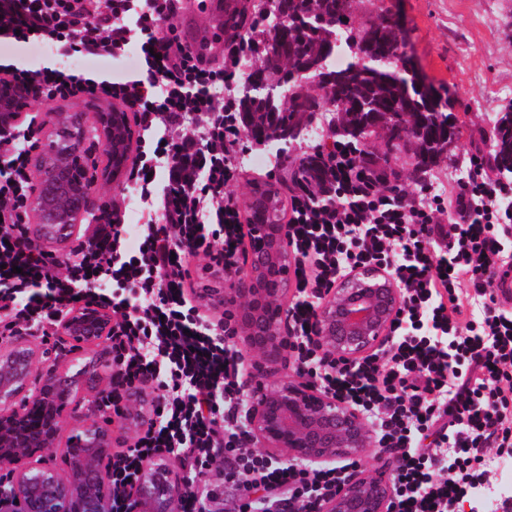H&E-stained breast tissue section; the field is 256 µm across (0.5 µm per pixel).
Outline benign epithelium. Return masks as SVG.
<instances>
[{
  "label": "benign epithelium",
  "mask_w": 512,
  "mask_h": 512,
  "mask_svg": "<svg viewBox=\"0 0 512 512\" xmlns=\"http://www.w3.org/2000/svg\"><path fill=\"white\" fill-rule=\"evenodd\" d=\"M34 87L0 81V130L19 124ZM93 112L97 135L88 127ZM32 158L34 184L28 203L25 243L46 249L65 245L95 212L106 210L97 186L123 185L134 130L127 113L103 102L46 113ZM107 163L99 165L93 144ZM247 219V271L226 273L223 286L205 288L200 299L232 317V331L252 384L246 395L247 422L258 448L292 462L316 464L352 459L356 473L322 506L321 512H393V463L373 447L372 428L361 412L312 385L305 376L275 384L269 377L290 353L288 296L296 256L291 249L286 202L278 184L255 182L241 200ZM403 303L401 288L379 265L343 276L314 313L315 344L323 362L351 364L389 339ZM112 311L84 301L72 305L58 332L77 348L104 349L112 337ZM41 350L17 341L0 349V467L8 471L6 497L19 512H97L110 491L108 462L114 447L113 420L80 411L114 383L112 360L102 354L93 369L71 370L59 359L38 369ZM160 392L152 386L130 388L121 431L135 435L152 417ZM69 427L63 476L44 452ZM186 485L172 458L160 453L147 461L132 490L135 512H176Z\"/></svg>",
  "instance_id": "obj_1"
}]
</instances>
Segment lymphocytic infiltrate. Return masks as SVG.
Returning <instances> with one entry per match:
<instances>
[{
  "mask_svg": "<svg viewBox=\"0 0 512 512\" xmlns=\"http://www.w3.org/2000/svg\"><path fill=\"white\" fill-rule=\"evenodd\" d=\"M178 3L0 0V33L36 37L63 56L109 61L136 44L137 79L98 82L48 68L15 70L10 79L37 87L45 101L97 94L118 102L152 136L129 173L146 217L137 248H126L124 218L113 209L63 262L23 245L31 129L0 133V335L54 336L84 291L110 303L116 383L100 410H119L131 386L149 383L161 396L155 421L109 462V512H133L128 490L163 452L179 461L187 487L178 512H202L203 499L230 482L247 490L239 512L277 504L319 512L349 465L280 464L250 448L243 355L230 329L212 327L187 296L186 255L204 254L232 272L246 253L245 219L230 195L242 173V130L224 87L248 45L230 43L214 67L172 25ZM186 120L200 123V133L175 143L155 137ZM358 156L355 144L332 147L329 204H317L305 181L289 188L299 295L288 312L293 359L312 384L373 425L394 460V512H451L481 485L494 455L512 452V311L492 289L512 274V211L498 201L508 186L473 153L448 192L424 182L396 195L380 190L386 174ZM372 264L403 291L392 340L354 365L324 364L315 307L340 275Z\"/></svg>",
  "mask_w": 512,
  "mask_h": 512,
  "instance_id": "obj_1",
  "label": "lymphocytic infiltrate"
}]
</instances>
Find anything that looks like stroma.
<instances>
[{
    "instance_id": "stroma-1",
    "label": "stroma",
    "mask_w": 512,
    "mask_h": 512,
    "mask_svg": "<svg viewBox=\"0 0 512 512\" xmlns=\"http://www.w3.org/2000/svg\"><path fill=\"white\" fill-rule=\"evenodd\" d=\"M226 2L182 0L176 18L182 40L202 48L217 66L224 63L230 36L224 26ZM353 5L352 19L358 24L367 22L379 7L399 17L407 54L419 76L440 94L444 112L451 114L455 128L447 148L448 162L430 173L436 191H447L455 175L465 174L468 152H493V120L497 113L512 110V0H354ZM18 48L30 69L50 62L106 80L139 75L125 57L102 67L82 57L57 55L34 39L21 45L0 36L1 58ZM312 147L307 139L295 144L280 164L244 167L230 189L233 198H240L254 179H290Z\"/></svg>"
}]
</instances>
